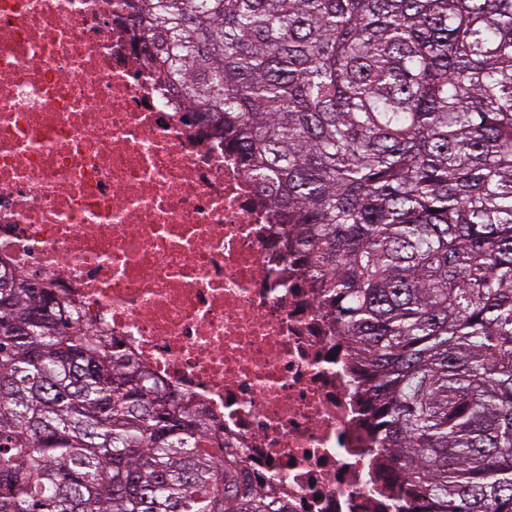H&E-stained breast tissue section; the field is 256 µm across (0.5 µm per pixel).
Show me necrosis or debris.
<instances>
[{"label":"necrosis or debris","mask_w":512,"mask_h":512,"mask_svg":"<svg viewBox=\"0 0 512 512\" xmlns=\"http://www.w3.org/2000/svg\"><path fill=\"white\" fill-rule=\"evenodd\" d=\"M0 260L209 408L289 512H422L286 226L121 0H0Z\"/></svg>","instance_id":"necrosis-or-debris-1"}]
</instances>
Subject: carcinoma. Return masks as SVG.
I'll return each mask as SVG.
<instances>
[{
  "mask_svg": "<svg viewBox=\"0 0 512 512\" xmlns=\"http://www.w3.org/2000/svg\"><path fill=\"white\" fill-rule=\"evenodd\" d=\"M268 193L426 512H512V0H124ZM0 512H288L0 265Z\"/></svg>",
  "mask_w": 512,
  "mask_h": 512,
  "instance_id": "obj_1",
  "label": "carcinoma"
}]
</instances>
